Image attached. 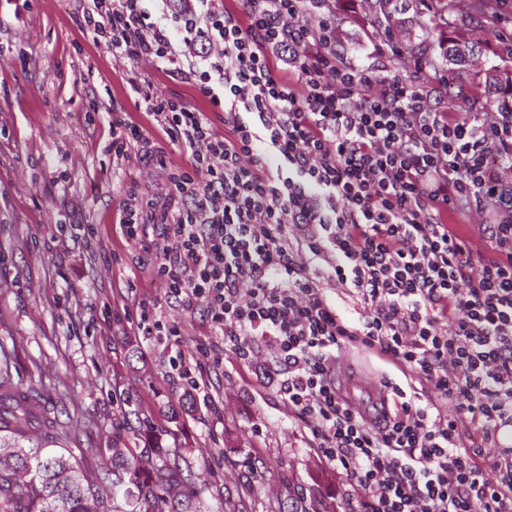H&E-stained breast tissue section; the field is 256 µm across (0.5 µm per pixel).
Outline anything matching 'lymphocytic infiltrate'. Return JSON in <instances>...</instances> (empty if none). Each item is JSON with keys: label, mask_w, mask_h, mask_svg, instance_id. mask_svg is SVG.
<instances>
[{"label": "lymphocytic infiltrate", "mask_w": 512, "mask_h": 512, "mask_svg": "<svg viewBox=\"0 0 512 512\" xmlns=\"http://www.w3.org/2000/svg\"><path fill=\"white\" fill-rule=\"evenodd\" d=\"M79 0L76 21L114 58L156 61L224 113L131 83L152 128L108 114L113 161L137 150L161 188L121 197L114 232L139 245L159 297L136 329L168 374L212 403L207 364L262 371L343 476L346 512H512V112L439 106L426 65L378 75L336 45L332 0ZM186 154L171 165L154 136ZM487 212L483 245L445 224ZM360 303L343 313L324 282ZM203 311L195 357L162 308ZM358 344L431 393L400 385L382 421L336 385Z\"/></svg>", "instance_id": "f902f5d3"}]
</instances>
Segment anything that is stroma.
<instances>
[{"mask_svg":"<svg viewBox=\"0 0 512 512\" xmlns=\"http://www.w3.org/2000/svg\"><path fill=\"white\" fill-rule=\"evenodd\" d=\"M393 40L413 55L399 70L439 54L423 6L405 4ZM77 0H0V348L15 383L43 389L60 420L69 421L67 449L92 471L106 468L111 445L131 458L154 457L146 426L161 428L163 447L178 449L190 474L194 512H288L297 491H317L336 512L345 505L340 477L313 455L288 409L254 371L225 354L210 367L216 400L194 401L167 374L163 344L137 336L138 301L151 296L140 250L113 235L122 180L162 183L137 154L113 166L107 113L121 101L132 120L152 121L136 105L131 77L154 92H175L191 107L207 104L187 84L150 60L113 58L75 22ZM506 21L493 13L453 16V30L479 43L489 62L512 70V45L499 39ZM336 38L349 60L377 64L384 44L365 0H336ZM95 233H57L60 216ZM339 363L357 402L371 409L383 379L403 376L374 353L345 348Z\"/></svg>","mask_w":512,"mask_h":512,"instance_id":"1","label":"stroma"}]
</instances>
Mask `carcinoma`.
<instances>
[{"mask_svg": "<svg viewBox=\"0 0 512 512\" xmlns=\"http://www.w3.org/2000/svg\"><path fill=\"white\" fill-rule=\"evenodd\" d=\"M432 22L441 28L448 23V8L454 0H432ZM379 21L391 22L393 0H367ZM441 57L455 66L460 76H484L486 104L493 105L500 94L512 93L511 86L493 83L488 73L499 67L480 61L477 44L460 37L440 34ZM49 399L39 388L22 387L11 378L8 357L0 358V442L13 441L14 464L0 462V512H186L191 501L187 492L190 478L183 474L177 449L160 448L163 464L129 459L112 449L111 466L95 478L81 480L83 461L56 448L66 435L63 424L50 417ZM37 432L53 448L24 446ZM293 512H327L323 501L312 495L295 501Z\"/></svg>", "mask_w": 512, "mask_h": 512, "instance_id": "obj_1", "label": "carcinoma"}]
</instances>
